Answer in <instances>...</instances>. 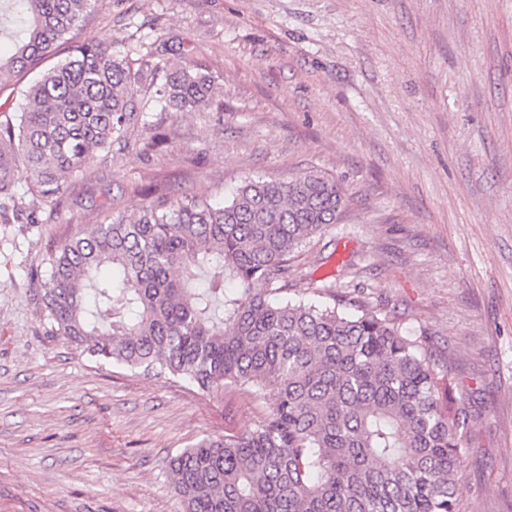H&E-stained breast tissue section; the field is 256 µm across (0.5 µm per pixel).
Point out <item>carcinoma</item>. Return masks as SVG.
<instances>
[{
	"mask_svg": "<svg viewBox=\"0 0 512 512\" xmlns=\"http://www.w3.org/2000/svg\"><path fill=\"white\" fill-rule=\"evenodd\" d=\"M92 4L0 0V37L13 42L0 79L54 55ZM163 53L155 41L136 59L110 39L77 45L19 111L0 103L1 224L22 219L19 183L61 197L146 106L210 105L211 76L186 59L169 68ZM345 204L318 170L248 178L227 202L159 192L137 218L109 214L54 245L40 300L83 353L206 394L250 384L270 401L256 427L169 460L182 512H459L471 415L449 397L428 330L408 334L358 299L270 300L288 287L289 256Z\"/></svg>",
	"mask_w": 512,
	"mask_h": 512,
	"instance_id": "obj_1",
	"label": "carcinoma"
}]
</instances>
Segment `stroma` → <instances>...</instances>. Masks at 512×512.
Here are the masks:
<instances>
[{
    "label": "stroma",
    "mask_w": 512,
    "mask_h": 512,
    "mask_svg": "<svg viewBox=\"0 0 512 512\" xmlns=\"http://www.w3.org/2000/svg\"><path fill=\"white\" fill-rule=\"evenodd\" d=\"M134 33L182 46L214 103L148 113L60 200L17 187L35 221L0 224V512H181L169 457L270 411L248 384L207 395L82 354L39 299L53 244L103 207L137 216L151 187L225 201L311 169L347 207L287 297L328 284L429 328L472 415L458 508L512 512V0H96L75 41Z\"/></svg>",
    "instance_id": "1"
}]
</instances>
